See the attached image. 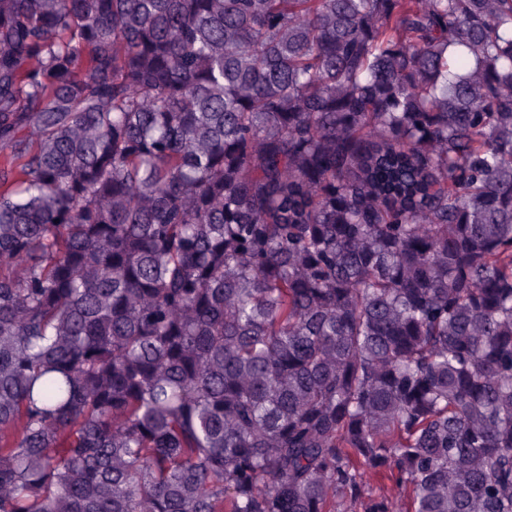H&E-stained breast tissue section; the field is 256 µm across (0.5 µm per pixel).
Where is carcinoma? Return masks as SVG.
<instances>
[{"label":"carcinoma","instance_id":"1","mask_svg":"<svg viewBox=\"0 0 512 512\" xmlns=\"http://www.w3.org/2000/svg\"><path fill=\"white\" fill-rule=\"evenodd\" d=\"M0 512H512V0H0Z\"/></svg>","mask_w":512,"mask_h":512}]
</instances>
